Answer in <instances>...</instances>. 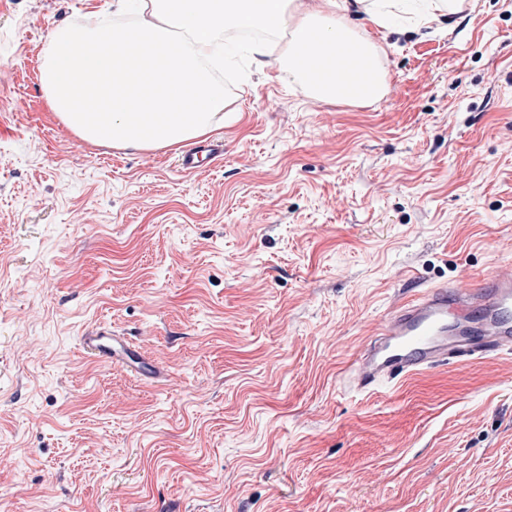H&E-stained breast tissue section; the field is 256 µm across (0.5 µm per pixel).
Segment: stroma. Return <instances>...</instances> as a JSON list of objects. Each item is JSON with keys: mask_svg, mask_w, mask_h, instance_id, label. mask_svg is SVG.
<instances>
[{"mask_svg": "<svg viewBox=\"0 0 512 512\" xmlns=\"http://www.w3.org/2000/svg\"><path fill=\"white\" fill-rule=\"evenodd\" d=\"M96 7L0 0V512H512V356L347 386L413 289L512 264V0L365 25L376 101L239 54L193 172L49 108ZM99 324L157 379L86 358ZM206 152L214 164H218L224 157V141L221 139H210L206 144L194 146L183 151L178 156V166L183 170H195L198 168L197 157L200 153Z\"/></svg>", "mask_w": 512, "mask_h": 512, "instance_id": "35a3bbf8", "label": "stroma"}]
</instances>
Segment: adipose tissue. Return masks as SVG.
Returning <instances> with one entry per match:
<instances>
[{"mask_svg":"<svg viewBox=\"0 0 512 512\" xmlns=\"http://www.w3.org/2000/svg\"><path fill=\"white\" fill-rule=\"evenodd\" d=\"M132 22L58 26L43 48L41 84L51 109L92 143L161 149L206 135L222 121L215 78L239 50L229 31L283 40L274 62L289 86L326 100L380 98L379 48L354 17L395 30L407 16L450 10L449 0H116Z\"/></svg>","mask_w":512,"mask_h":512,"instance_id":"1","label":"adipose tissue"}]
</instances>
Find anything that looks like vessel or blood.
Masks as SVG:
<instances>
[{
    "mask_svg": "<svg viewBox=\"0 0 512 512\" xmlns=\"http://www.w3.org/2000/svg\"><path fill=\"white\" fill-rule=\"evenodd\" d=\"M207 153L213 162L224 157V142L183 151L178 165L197 169V157ZM82 349L94 361L125 364L134 372L145 365L138 353L99 326L82 336ZM512 352V267L502 268L477 288L436 285L403 301L378 327L355 358L348 384L370 391L451 361L483 360Z\"/></svg>",
    "mask_w": 512,
    "mask_h": 512,
    "instance_id": "obj_1",
    "label": "vessel or blood"
}]
</instances>
